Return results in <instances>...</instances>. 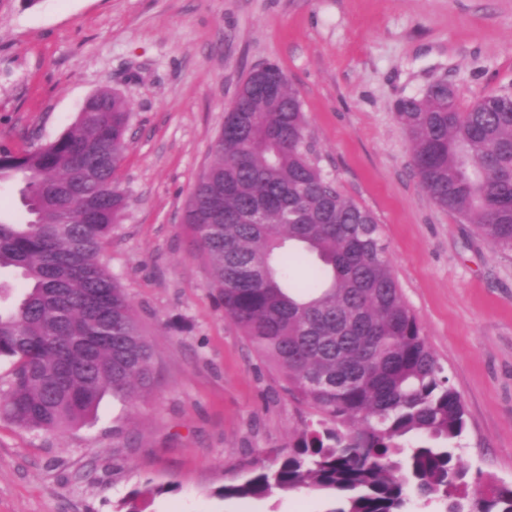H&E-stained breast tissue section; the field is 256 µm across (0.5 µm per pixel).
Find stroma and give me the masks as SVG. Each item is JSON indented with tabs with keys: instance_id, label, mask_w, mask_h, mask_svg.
Instances as JSON below:
<instances>
[{
	"instance_id": "obj_1",
	"label": "stroma",
	"mask_w": 512,
	"mask_h": 512,
	"mask_svg": "<svg viewBox=\"0 0 512 512\" xmlns=\"http://www.w3.org/2000/svg\"><path fill=\"white\" fill-rule=\"evenodd\" d=\"M266 63L298 90L319 167L377 219L464 404L462 464L512 484V252L433 202L395 116L439 79L464 107L512 92V0H0V147L53 141L101 89L129 104L128 207L102 260L155 372L59 433L0 416V512H120L135 488L145 512H327L315 491L216 494L315 418L225 317L184 223L225 110Z\"/></svg>"
}]
</instances>
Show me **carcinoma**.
I'll return each mask as SVG.
<instances>
[{
    "label": "carcinoma",
    "mask_w": 512,
    "mask_h": 512,
    "mask_svg": "<svg viewBox=\"0 0 512 512\" xmlns=\"http://www.w3.org/2000/svg\"><path fill=\"white\" fill-rule=\"evenodd\" d=\"M275 94L241 83L185 223L224 315L312 408L316 425L288 453L244 467L217 490L265 499L311 490L328 512H407L408 490L443 512H512V484L459 493L465 409L391 270L374 215L311 158L298 91L276 64ZM84 115L33 151L0 150V183L20 181L27 217L0 220V271L21 293L0 308V359L14 369L0 415L44 432L85 422L102 395L133 401L155 381L153 351L101 254L127 208L116 174L130 112L101 91ZM416 176L440 208L512 251V93L463 109L437 80L397 110ZM250 210L257 224L242 220ZM316 256L315 284H291L286 245Z\"/></svg>",
    "instance_id": "1"
}]
</instances>
